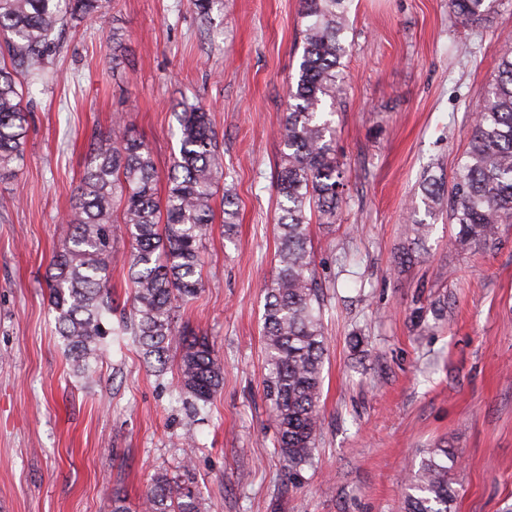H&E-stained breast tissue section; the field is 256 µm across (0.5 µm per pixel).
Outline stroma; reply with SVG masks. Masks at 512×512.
<instances>
[{
  "instance_id": "obj_1",
  "label": "stroma",
  "mask_w": 512,
  "mask_h": 512,
  "mask_svg": "<svg viewBox=\"0 0 512 512\" xmlns=\"http://www.w3.org/2000/svg\"><path fill=\"white\" fill-rule=\"evenodd\" d=\"M350 24L334 116L347 202L334 228H310L328 343L314 466L289 480L261 386L300 0H224L208 20L187 0H110L67 31L27 103L24 163L0 175V512H112L116 495L141 512L155 475L185 470L204 512H401L438 445L458 454L455 512L512 506V224L495 247L462 251L439 217L426 256L398 262L424 173L454 177L512 47V4L462 29L448 0H356ZM184 101L209 109L239 205L233 240L222 217L210 224L204 288L179 311L224 365L202 420L184 410L176 368L155 376L131 338L110 344L97 380L77 377L47 285L92 135L134 132L167 174ZM186 434L195 447L179 445Z\"/></svg>"
}]
</instances>
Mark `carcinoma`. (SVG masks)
<instances>
[{"label":"carcinoma","instance_id":"carcinoma-1","mask_svg":"<svg viewBox=\"0 0 512 512\" xmlns=\"http://www.w3.org/2000/svg\"><path fill=\"white\" fill-rule=\"evenodd\" d=\"M107 0H0V172L23 161L27 112L19 77L28 86L44 81L48 64L68 29L102 14ZM353 0H300L302 54L279 139L282 163L278 266L265 288L262 392L277 429L274 448L295 478L312 463L323 422L322 369L326 352L325 307L311 249L310 224L336 223L345 203L346 170L336 155L333 119L347 95L343 59L350 44ZM506 0H448L455 23L473 27L497 13ZM208 18L224 0H190ZM468 147L451 182L428 174L420 202L428 215L444 212L456 232L452 246L490 249L499 226L512 222V54L503 55L484 90ZM179 157L157 196L159 173L151 150L139 138L112 130L92 137L76 187L77 203L66 223L71 231L49 268V304L64 356L85 381L108 349L107 337L133 336L146 366L162 375L178 358L180 394L194 412L206 410L221 389L223 367L206 337L178 324L177 308L203 289L200 246L213 223L224 154L208 113L184 104L176 113ZM121 216L113 215L114 207ZM408 216L410 244L400 262L422 257L418 248L433 225ZM238 221L233 186H224V234ZM130 242L125 256L131 292L128 312L111 325L118 304L109 287L117 224ZM454 455L430 448L411 473L404 512H454L456 491L448 478ZM145 512H202L196 489L160 473L145 495Z\"/></svg>","mask_w":512,"mask_h":512}]
</instances>
